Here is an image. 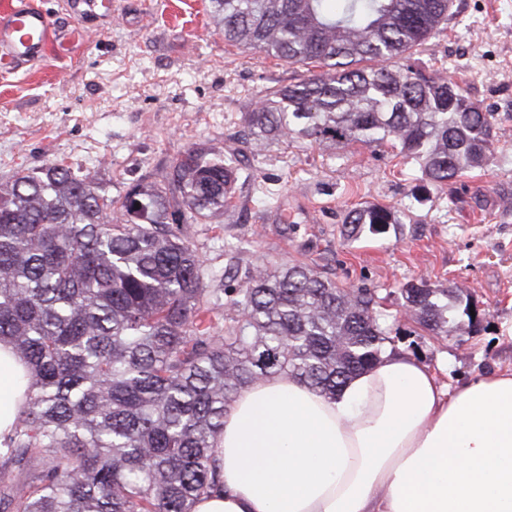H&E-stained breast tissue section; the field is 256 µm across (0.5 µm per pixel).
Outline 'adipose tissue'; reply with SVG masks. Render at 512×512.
Instances as JSON below:
<instances>
[{
	"label": "adipose tissue",
	"mask_w": 512,
	"mask_h": 512,
	"mask_svg": "<svg viewBox=\"0 0 512 512\" xmlns=\"http://www.w3.org/2000/svg\"><path fill=\"white\" fill-rule=\"evenodd\" d=\"M22 373L0 345V435ZM219 445L193 512H512V372L452 389L388 351L332 398L282 373L236 397Z\"/></svg>",
	"instance_id": "1"
}]
</instances>
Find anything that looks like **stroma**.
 Here are the masks:
<instances>
[{
    "mask_svg": "<svg viewBox=\"0 0 512 512\" xmlns=\"http://www.w3.org/2000/svg\"><path fill=\"white\" fill-rule=\"evenodd\" d=\"M206 4L112 0L111 23L86 45L33 68L0 67V180L61 162L96 172L119 200L138 182L160 183L194 144L233 150L243 112L306 68L225 45ZM418 59L495 114L488 166L417 203L411 170L390 149L274 144L240 160L230 210L184 231L210 288L230 265L304 262L338 285L374 290L412 331L394 351L447 367L443 379L456 386L512 372V0H454ZM364 202L404 209L398 231L343 239L345 214ZM284 209L292 224L281 222ZM420 280L465 286L488 327L463 342L412 329L401 290Z\"/></svg>",
    "mask_w": 512,
    "mask_h": 512,
    "instance_id": "1",
    "label": "stroma"
}]
</instances>
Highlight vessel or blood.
Here are the masks:
<instances>
[{"label":"vessel or blood","instance_id":"1","mask_svg":"<svg viewBox=\"0 0 512 512\" xmlns=\"http://www.w3.org/2000/svg\"><path fill=\"white\" fill-rule=\"evenodd\" d=\"M63 7L80 17L98 19L111 13L109 0H64ZM85 26L57 28L33 0H5L0 5V66L18 70L40 64L56 47L86 40Z\"/></svg>","mask_w":512,"mask_h":512}]
</instances>
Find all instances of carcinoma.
<instances>
[{
    "instance_id": "cac0c4a2",
    "label": "carcinoma",
    "mask_w": 512,
    "mask_h": 512,
    "mask_svg": "<svg viewBox=\"0 0 512 512\" xmlns=\"http://www.w3.org/2000/svg\"><path fill=\"white\" fill-rule=\"evenodd\" d=\"M224 44L312 67L243 113L237 140L388 146L432 186L487 166L497 121L462 84L414 59L453 0H208ZM236 160L195 145L166 183L112 214L96 174L51 163L0 181V344L26 367L27 403L0 438V512H192L221 483L224 411L283 372L333 396L408 335L368 288L316 269L224 271L207 288L183 225L224 213ZM404 212L357 206L341 233L398 230ZM407 317L436 336L481 330L459 286L410 283ZM224 310V326L215 321Z\"/></svg>"
}]
</instances>
